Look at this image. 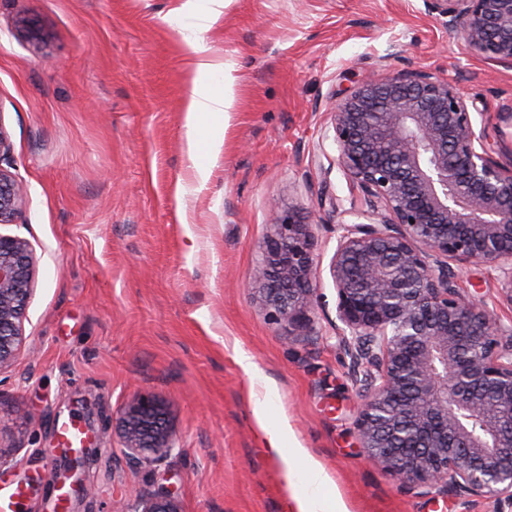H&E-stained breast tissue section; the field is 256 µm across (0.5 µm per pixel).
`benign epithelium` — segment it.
I'll use <instances>...</instances> for the list:
<instances>
[{"label": "benign epithelium", "mask_w": 512, "mask_h": 512, "mask_svg": "<svg viewBox=\"0 0 512 512\" xmlns=\"http://www.w3.org/2000/svg\"><path fill=\"white\" fill-rule=\"evenodd\" d=\"M448 25L477 55L512 69V0H441ZM337 161L359 192L329 272L342 349L363 368L357 423L369 459L409 490L438 488L512 509V324L463 295L460 269L502 274L512 303V168L476 136L466 98L425 70L368 76L330 112ZM24 204L22 186L0 168V224ZM312 223L294 211L275 222L253 272L258 304L298 324L318 283ZM28 241L0 234V372L25 345L33 295ZM117 426L131 458L164 460L174 448L170 402L134 397ZM86 447L60 480L74 477ZM137 512H180L168 493L134 492Z\"/></svg>", "instance_id": "benign-epithelium-1"}]
</instances>
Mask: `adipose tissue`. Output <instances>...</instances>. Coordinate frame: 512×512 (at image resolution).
<instances>
[{"label":"adipose tissue","instance_id":"adipose-tissue-1","mask_svg":"<svg viewBox=\"0 0 512 512\" xmlns=\"http://www.w3.org/2000/svg\"><path fill=\"white\" fill-rule=\"evenodd\" d=\"M184 40L200 61L192 79V91L187 106V138L190 152H198L202 140L207 139L205 123L209 117L224 113L230 105L233 79L223 67L202 60L204 47L198 33L185 35ZM309 492L297 502L298 512H346L341 501L328 500L322 494L330 477L317 462H309Z\"/></svg>","mask_w":512,"mask_h":512}]
</instances>
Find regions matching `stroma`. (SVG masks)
Returning <instances> with one entry per match:
<instances>
[{
	"instance_id": "stroma-1",
	"label": "stroma",
	"mask_w": 512,
	"mask_h": 512,
	"mask_svg": "<svg viewBox=\"0 0 512 512\" xmlns=\"http://www.w3.org/2000/svg\"><path fill=\"white\" fill-rule=\"evenodd\" d=\"M209 0H0V160L25 191L15 223L36 263L27 350L0 372V459L17 512H133L130 489L172 491L181 512H297L254 414L328 473L348 512H493L483 497L414 494L372 465L355 429L365 400L339 347L329 264L358 192L336 161L329 109L364 76L425 69L458 86L494 161L512 166V70L475 55L432 0H226L202 38L235 79L216 147L190 156L197 58L183 39ZM208 168L206 180L196 164ZM313 221V334L254 301L252 270L277 215ZM501 274L468 266L460 290L512 323ZM248 357L245 373L240 357ZM138 395L172 403L175 448L126 459L112 422ZM96 437L90 498L58 507L72 455L57 424Z\"/></svg>"
}]
</instances>
